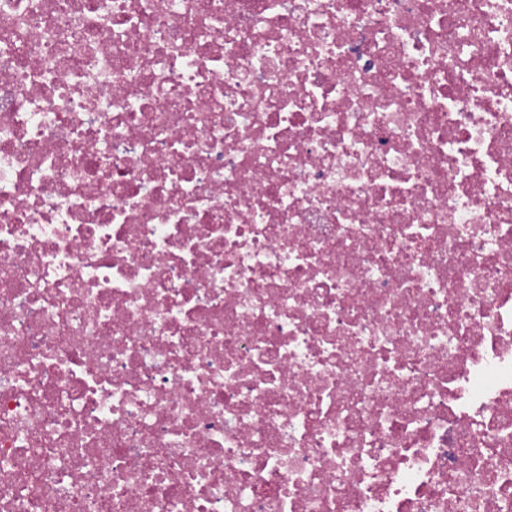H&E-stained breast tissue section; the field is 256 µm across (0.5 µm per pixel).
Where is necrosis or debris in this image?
Here are the masks:
<instances>
[{"mask_svg": "<svg viewBox=\"0 0 512 512\" xmlns=\"http://www.w3.org/2000/svg\"><path fill=\"white\" fill-rule=\"evenodd\" d=\"M0 512H512V0H0Z\"/></svg>", "mask_w": 512, "mask_h": 512, "instance_id": "4bbe7bcc", "label": "necrosis or debris"}]
</instances>
